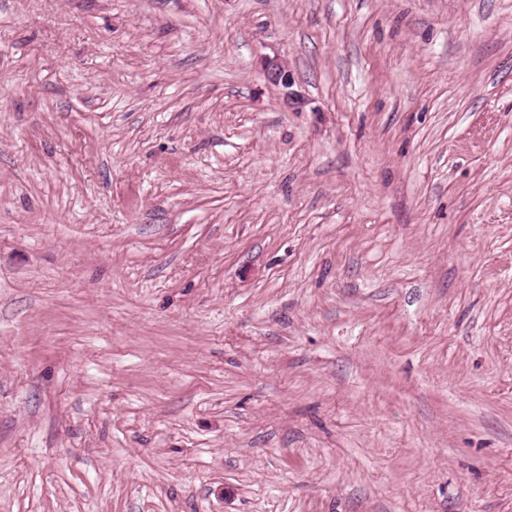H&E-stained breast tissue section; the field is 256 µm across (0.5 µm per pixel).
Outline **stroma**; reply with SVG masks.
<instances>
[{"instance_id":"stroma-1","label":"stroma","mask_w":512,"mask_h":512,"mask_svg":"<svg viewBox=\"0 0 512 512\" xmlns=\"http://www.w3.org/2000/svg\"><path fill=\"white\" fill-rule=\"evenodd\" d=\"M0 512H512V0H0ZM261 66L265 79L281 89L283 99L287 103L288 100H297L298 95L292 90L295 83L294 76L285 61L278 58H265L262 59Z\"/></svg>"}]
</instances>
